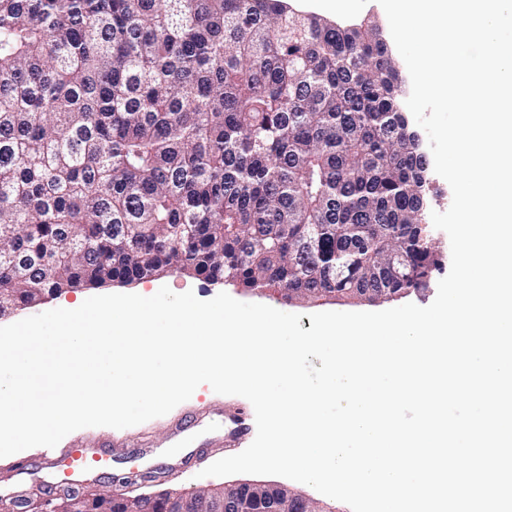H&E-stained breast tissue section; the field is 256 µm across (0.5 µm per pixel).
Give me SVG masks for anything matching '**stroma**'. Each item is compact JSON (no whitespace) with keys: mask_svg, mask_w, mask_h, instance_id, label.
<instances>
[{"mask_svg":"<svg viewBox=\"0 0 512 512\" xmlns=\"http://www.w3.org/2000/svg\"><path fill=\"white\" fill-rule=\"evenodd\" d=\"M164 285L176 293L193 291L198 299L204 301L225 292L242 302L260 303L284 312L297 313L301 316L300 326L305 330L312 326L311 314L322 310L356 312L371 309L381 311L385 308L381 302L343 304L333 300H289L273 288L255 294L231 285L214 286L183 274H169L128 286L107 284L95 290L82 288L65 293L62 298L49 300L41 304L40 309L45 312L59 307L61 303H73L96 293H135L142 288L149 290ZM247 404V399L236 395H201L179 404L164 416L136 426L124 429L86 428L74 437L61 440L57 446L58 455L55 459H44L40 451L33 450L11 461L1 462L0 496L8 498L21 493H32L41 486L63 482V465L68 449L83 447L93 452L104 443L111 446L112 462L105 470L89 476L87 486H102L110 491L125 493L136 484L139 485L141 492L149 493L161 490L192 491L200 488H217L239 482L240 477L236 474L206 477L202 471L228 455L223 443L215 439L216 429L212 422L214 413L228 412ZM189 420L194 421L195 428L188 442L190 452L183 457L174 446L175 433ZM148 472L154 474V482H142V475Z\"/></svg>","mask_w":512,"mask_h":512,"instance_id":"35a3bbf8","label":"stroma"}]
</instances>
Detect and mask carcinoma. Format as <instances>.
Segmentation results:
<instances>
[{
    "instance_id": "cac0c4a2",
    "label": "carcinoma",
    "mask_w": 512,
    "mask_h": 512,
    "mask_svg": "<svg viewBox=\"0 0 512 512\" xmlns=\"http://www.w3.org/2000/svg\"><path fill=\"white\" fill-rule=\"evenodd\" d=\"M401 93L378 24L283 0H0V317L167 273L420 291L442 261Z\"/></svg>"
}]
</instances>
